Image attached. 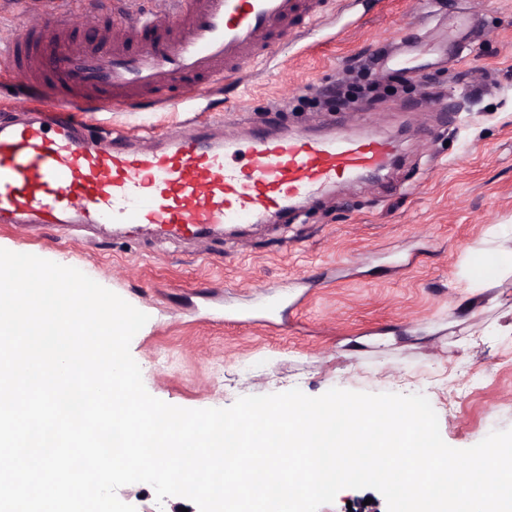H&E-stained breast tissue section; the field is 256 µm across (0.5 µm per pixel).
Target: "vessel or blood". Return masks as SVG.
Returning <instances> with one entry per match:
<instances>
[{"mask_svg": "<svg viewBox=\"0 0 512 512\" xmlns=\"http://www.w3.org/2000/svg\"><path fill=\"white\" fill-rule=\"evenodd\" d=\"M330 0H171L161 27L149 13L70 37L69 13L48 28L0 41V62L42 99L38 117L0 122V224L51 227L143 224L179 240L288 212V203L386 167L393 144L376 136H254L228 143L196 120L189 138L131 148L127 134L89 128L80 108L154 111L206 96L273 55L281 34L304 38Z\"/></svg>", "mask_w": 512, "mask_h": 512, "instance_id": "vessel-or-blood-1", "label": "vessel or blood"}]
</instances>
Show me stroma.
Segmentation results:
<instances>
[{"mask_svg": "<svg viewBox=\"0 0 512 512\" xmlns=\"http://www.w3.org/2000/svg\"><path fill=\"white\" fill-rule=\"evenodd\" d=\"M302 45L198 101L225 140L255 133H374L397 156L329 187L287 220L228 224L206 249L124 230L0 225V248L77 268L149 317L130 351L146 390L167 404L226 408L243 396L299 388L424 394L443 440L465 449L512 428V276L477 289L473 250L512 225V0H354ZM474 13L471 51L453 61L449 17ZM403 41L419 45L418 81L373 104L336 106L327 87ZM446 99L455 112L434 109ZM96 127L167 131L181 112H89ZM235 312L236 321L224 315ZM118 498L136 512H198L157 501L145 483ZM319 512H388L371 488L341 490Z\"/></svg>", "mask_w": 512, "mask_h": 512, "instance_id": "stroma-1", "label": "stroma"}]
</instances>
